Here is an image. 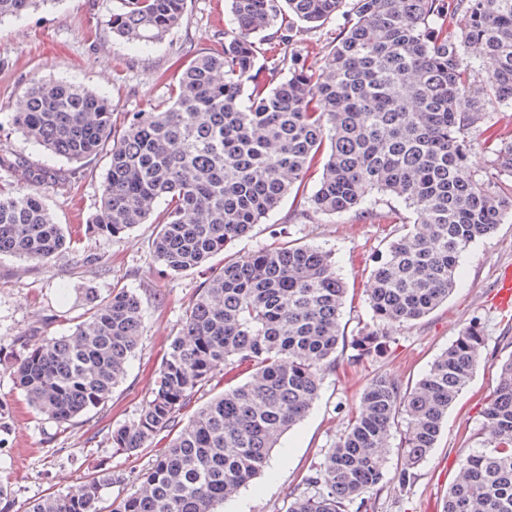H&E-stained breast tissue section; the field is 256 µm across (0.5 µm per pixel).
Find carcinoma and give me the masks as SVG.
Instances as JSON below:
<instances>
[{
    "label": "carcinoma",
    "instance_id": "1",
    "mask_svg": "<svg viewBox=\"0 0 512 512\" xmlns=\"http://www.w3.org/2000/svg\"><path fill=\"white\" fill-rule=\"evenodd\" d=\"M50 0H0V20ZM231 28L177 64L168 98L114 123L112 102L68 81L32 84L10 124L45 152L108 166L89 230L117 238L155 225L154 261L183 273L206 266L262 223L291 189L294 217L356 212L373 193L413 219L373 260L368 300L382 322L411 323L453 292L459 260L512 215V185L463 176L475 149L512 178V134L490 107L512 101V0H229ZM187 0H123L106 26L131 45L158 42L181 25ZM347 19L311 70L296 48V19L314 29ZM263 34L267 48L256 50ZM316 189L305 183L317 165ZM26 182L0 188V254L46 263L71 240L45 205L47 171L0 158ZM208 267V266H206ZM346 288L330 251L282 238L279 246L208 267L184 330L159 368L151 399L111 433L128 455L173 433L113 512H216L267 466L273 448L310 410L344 341ZM73 331L47 336L4 363L32 406L66 424L104 405L144 331L128 290L84 289ZM386 337L353 341L362 360ZM485 338L466 327L418 381L376 377L362 409L321 462L290 492L286 512H374L384 484L404 490L435 448L448 409L481 361ZM224 372V392L187 421L180 411ZM244 381L237 382L238 378ZM487 440L457 459L441 512H512V357L482 410ZM403 426L402 462L387 475L391 429ZM112 472L78 495L49 494L26 512H97Z\"/></svg>",
    "mask_w": 512,
    "mask_h": 512
}]
</instances>
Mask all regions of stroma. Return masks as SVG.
Listing matches in <instances>:
<instances>
[{
  "label": "stroma",
  "instance_id": "obj_1",
  "mask_svg": "<svg viewBox=\"0 0 512 512\" xmlns=\"http://www.w3.org/2000/svg\"><path fill=\"white\" fill-rule=\"evenodd\" d=\"M121 3L55 0L22 19L0 21V155L51 169L52 178L43 187L45 201L56 222L75 239L71 249L39 265L0 255V351H18L42 337L68 334L83 311L86 288L102 296L115 288L135 292L144 320L141 344L125 376L88 421L60 425L37 413L0 372V408L14 421L8 447L0 449V483L14 499L10 512H25L50 493L78 492L100 465L117 477L103 491L106 512L134 491L138 477L152 466L166 440L158 438L156 445L126 455L113 449L110 434L150 399L153 376L172 340L182 335L186 312L205 279L203 271L174 274L154 262L153 225H138L118 239L88 230L87 222L98 209L106 156L75 167L45 154L8 123L26 88L48 80L107 92L113 119L122 123L126 113L147 101L166 98L160 76L173 57L210 47L215 31L230 20L226 0H188L179 29L159 43L139 47L113 38L104 26ZM367 206L372 213L368 219L346 213L304 224L294 220V202L285 198L248 236L211 260L219 266L225 258L267 248L285 228L300 242L331 250L336 271L348 288L342 315L347 345L338 350L333 371L324 375L312 409L281 438L265 472L225 500L219 512H285L290 491L344 433L349 414L358 411L367 383L378 376L404 384L418 380L473 322L480 323L486 338L477 370L449 410L436 446L412 486L402 491L386 485L375 512H439L453 478L452 463L478 447L485 433L483 405L497 388L501 363L512 356V313L501 311L489 299L498 268L512 264V218L461 256L457 286L447 302L414 323L398 325L375 319L366 289L372 261L393 230L386 216L403 205L375 194ZM362 329L389 336L388 351L352 361L349 342Z\"/></svg>",
  "mask_w": 512,
  "mask_h": 512
}]
</instances>
